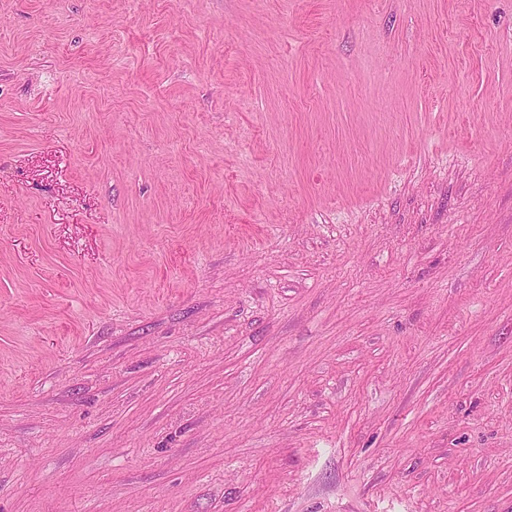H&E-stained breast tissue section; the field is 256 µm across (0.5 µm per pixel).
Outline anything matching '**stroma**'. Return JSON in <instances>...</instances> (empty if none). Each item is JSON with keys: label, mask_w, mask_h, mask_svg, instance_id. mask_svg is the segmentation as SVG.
Segmentation results:
<instances>
[{"label": "stroma", "mask_w": 512, "mask_h": 512, "mask_svg": "<svg viewBox=\"0 0 512 512\" xmlns=\"http://www.w3.org/2000/svg\"><path fill=\"white\" fill-rule=\"evenodd\" d=\"M0 512H512V0H0Z\"/></svg>", "instance_id": "obj_1"}]
</instances>
